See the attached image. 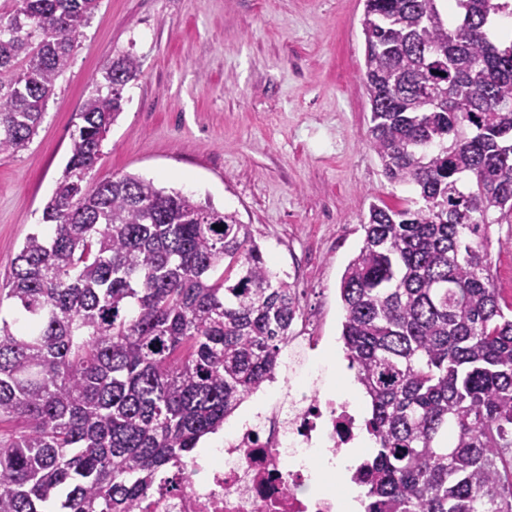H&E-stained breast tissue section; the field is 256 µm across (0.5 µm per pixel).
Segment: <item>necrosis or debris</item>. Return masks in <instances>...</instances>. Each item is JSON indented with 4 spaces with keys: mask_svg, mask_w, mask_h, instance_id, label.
Listing matches in <instances>:
<instances>
[{
    "mask_svg": "<svg viewBox=\"0 0 512 512\" xmlns=\"http://www.w3.org/2000/svg\"><path fill=\"white\" fill-rule=\"evenodd\" d=\"M284 399L224 433L221 445L188 456L137 502L136 512H339L319 460L351 447L361 420L345 397L270 379Z\"/></svg>",
    "mask_w": 512,
    "mask_h": 512,
    "instance_id": "1",
    "label": "necrosis or debris"
}]
</instances>
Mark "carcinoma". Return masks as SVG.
Masks as SVG:
<instances>
[{"label":"carcinoma","mask_w":512,"mask_h":512,"mask_svg":"<svg viewBox=\"0 0 512 512\" xmlns=\"http://www.w3.org/2000/svg\"><path fill=\"white\" fill-rule=\"evenodd\" d=\"M365 0L370 145L402 208L372 203L340 283L370 404L365 512H512V316L487 228L512 223V0ZM99 0L0 18V155L33 142ZM139 72L123 54L0 304V512H135L168 465L272 376L300 314L237 212L139 176L88 180ZM222 226L218 231L214 226Z\"/></svg>","instance_id":"cac0c4a2"}]
</instances>
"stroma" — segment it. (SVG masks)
Here are the masks:
<instances>
[{"label": "stroma", "mask_w": 512, "mask_h": 512, "mask_svg": "<svg viewBox=\"0 0 512 512\" xmlns=\"http://www.w3.org/2000/svg\"><path fill=\"white\" fill-rule=\"evenodd\" d=\"M365 0H100L30 147L0 156V282L70 156L79 113L112 61L140 71L93 178L133 174L193 193L251 225L273 272L298 289L338 390L340 280L371 203L404 206L370 146ZM492 283L512 304V223L489 229Z\"/></svg>", "instance_id": "stroma-1"}]
</instances>
